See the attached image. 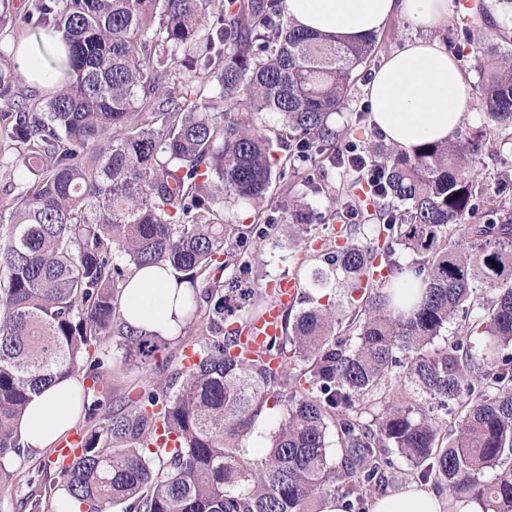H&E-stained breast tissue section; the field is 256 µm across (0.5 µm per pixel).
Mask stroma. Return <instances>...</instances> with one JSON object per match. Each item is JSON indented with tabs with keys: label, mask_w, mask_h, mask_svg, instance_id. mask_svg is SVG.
Instances as JSON below:
<instances>
[{
	"label": "stroma",
	"mask_w": 512,
	"mask_h": 512,
	"mask_svg": "<svg viewBox=\"0 0 512 512\" xmlns=\"http://www.w3.org/2000/svg\"><path fill=\"white\" fill-rule=\"evenodd\" d=\"M483 7L490 10L491 21H484L480 17L479 10ZM465 27L473 30V41H456L449 45L448 50L462 58L467 75L475 81L479 78L475 65L478 48L493 43L499 29L512 30V15L502 14L495 0H470L465 6L453 5L447 18L431 29L429 35L439 39L449 31H458ZM370 71V66L366 65L356 72L352 92L342 109L331 117L330 124L339 130L356 128L358 137L373 139L377 133L368 120L369 106L364 92V84ZM467 110L473 113L474 118L466 122V129L486 128L490 140V150L483 156L475 171L477 185L485 190L487 196L512 200V185L506 186L502 183L506 171L512 170V137L501 134L495 128L486 127L478 98L470 99ZM279 156V165L285 176L274 181L268 194L267 207L284 209L287 208L289 200L297 198L310 207L315 218L307 231L301 232V241L297 244L284 238L258 237L257 214H250L248 220L244 221L243 228L250 233L249 269L242 278V285L252 289L265 303L270 300L266 283L284 275L299 280L307 278L311 270L322 262L323 242L336 239L346 223L344 216L337 214L326 193L308 187L307 178L315 177L333 188L354 182L347 168L302 163L296 160L291 151L284 149L280 150ZM26 186L27 179L17 162L16 150L5 136L0 135V216L9 215L16 192L24 190ZM195 334V319L185 318L176 335L165 337L160 352L152 364L146 367L125 360L118 338L104 339L103 344L112 355V368L104 373L97 387L103 410H112L114 399L131 389L153 387L166 380L179 367L182 351ZM35 465L36 462L32 459H14L11 465L14 475L9 487L0 491V512H17L20 502L35 491L36 486L31 482L35 475Z\"/></svg>",
	"instance_id": "obj_1"
}]
</instances>
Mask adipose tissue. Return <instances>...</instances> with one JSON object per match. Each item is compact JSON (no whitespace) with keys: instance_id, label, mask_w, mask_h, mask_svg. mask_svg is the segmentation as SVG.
<instances>
[{"instance_id":"obj_1","label":"adipose tissue","mask_w":512,"mask_h":512,"mask_svg":"<svg viewBox=\"0 0 512 512\" xmlns=\"http://www.w3.org/2000/svg\"><path fill=\"white\" fill-rule=\"evenodd\" d=\"M284 5L300 27L344 41L379 33L395 16L413 30V37L388 55L365 85L371 120L383 140L409 151L452 138L467 120L472 87L461 60L444 42L425 36L447 17L451 0H284ZM47 53L65 59L61 34L40 35L21 45L16 57L27 78L45 87L54 81L41 63ZM121 310L129 324L163 336L176 335L186 317L172 276L158 268L132 277L122 292ZM77 389V379L68 377L33 396L19 423L25 445L45 450L74 426ZM369 512H448V496L413 482L374 498Z\"/></svg>"}]
</instances>
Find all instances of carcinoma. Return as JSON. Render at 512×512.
<instances>
[{"instance_id": "cac0c4a2", "label": "carcinoma", "mask_w": 512, "mask_h": 512, "mask_svg": "<svg viewBox=\"0 0 512 512\" xmlns=\"http://www.w3.org/2000/svg\"><path fill=\"white\" fill-rule=\"evenodd\" d=\"M282 3L36 0L33 15L0 0V22L59 32L68 46L67 71L41 108L0 113L31 178L0 234V489L13 457H32L16 422L44 384L81 374L79 408L94 421L77 429V454L52 463L58 478L52 464L37 467L48 487L26 498L28 512H66L72 502L82 512H315L336 497L366 512L367 495L387 492L401 460L455 502L512 512V208H480L469 169L485 133L410 153L371 141L336 152L329 117L376 38L302 30ZM477 68L486 118L512 128V51L493 44ZM21 80L0 58V101ZM203 85L214 89L207 101ZM276 141L304 161L325 154L357 172L379 168L375 219L421 263L404 267L391 248L347 231L335 260L300 284L310 307L287 308L283 334L249 359L232 350L259 303L223 280L243 268L249 240L230 214L263 205ZM333 202L359 215L354 187ZM289 219L303 226L310 213L294 200L259 234L283 236ZM460 225L461 249L448 243ZM376 260L385 275L357 306L353 293ZM147 267L171 271L184 308L204 312L197 359L100 418L103 338H121L125 357L144 367L161 349L162 337L121 312L120 293ZM338 278L353 305L346 335L336 332V305L316 297ZM468 309L485 341L464 328L436 345ZM233 316L236 329L226 326ZM272 398L285 411L248 463L242 452ZM450 401L458 411L447 422L437 411ZM371 404L381 409L369 419ZM159 426L181 447H152ZM58 485L65 496H55Z\"/></svg>"}]
</instances>
